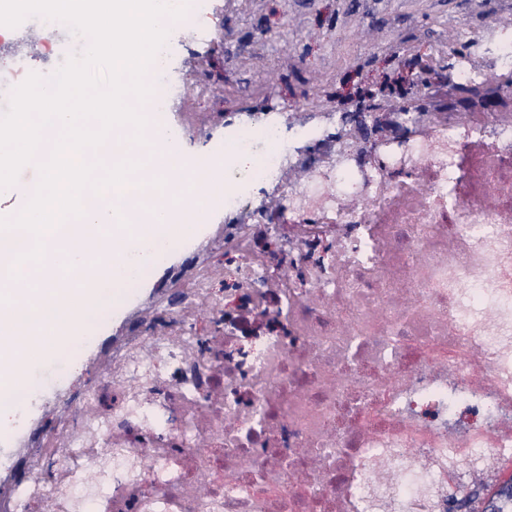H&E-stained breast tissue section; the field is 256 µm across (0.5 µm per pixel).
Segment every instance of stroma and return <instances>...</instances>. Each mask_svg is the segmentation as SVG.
Instances as JSON below:
<instances>
[{
  "mask_svg": "<svg viewBox=\"0 0 512 512\" xmlns=\"http://www.w3.org/2000/svg\"><path fill=\"white\" fill-rule=\"evenodd\" d=\"M182 22L168 28L166 44L172 66L187 74L197 71L201 46L183 43L181 27H194L223 42L200 77L206 95L188 94L172 110L156 113V120L182 131L185 153H220L229 117L278 113L283 135H293L298 123L318 112H351L365 89L379 87L401 68L405 54L390 43L434 45L446 56L448 32L469 23L481 28L497 11V0H264L256 12H229L225 0H186ZM267 30L272 41L255 51L251 37ZM273 191L260 186L249 208L224 214L211 212L204 232L187 244H176L163 264L153 266L135 288L127 290L103 317L92 341L79 355L61 351L55 360L31 377V393L12 431L0 434V498L19 478L12 462L33 455L40 435L60 424L63 398L91 385L100 362L128 335L133 323L148 312L161 311L177 277L208 271L216 296L224 294V242L247 222L251 210Z\"/></svg>",
  "mask_w": 512,
  "mask_h": 512,
  "instance_id": "1",
  "label": "stroma"
}]
</instances>
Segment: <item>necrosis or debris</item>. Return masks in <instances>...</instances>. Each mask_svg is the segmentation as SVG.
<instances>
[{
	"label": "necrosis or debris",
	"instance_id": "1",
	"mask_svg": "<svg viewBox=\"0 0 512 512\" xmlns=\"http://www.w3.org/2000/svg\"><path fill=\"white\" fill-rule=\"evenodd\" d=\"M490 38L459 83L512 76V27ZM147 80L149 112L186 86L164 49ZM260 140L218 204L268 183L277 204L252 211L223 299L201 273L134 326L5 512H448L472 472L512 468V113H436L373 161L301 154L274 121L224 144Z\"/></svg>",
	"mask_w": 512,
	"mask_h": 512
}]
</instances>
